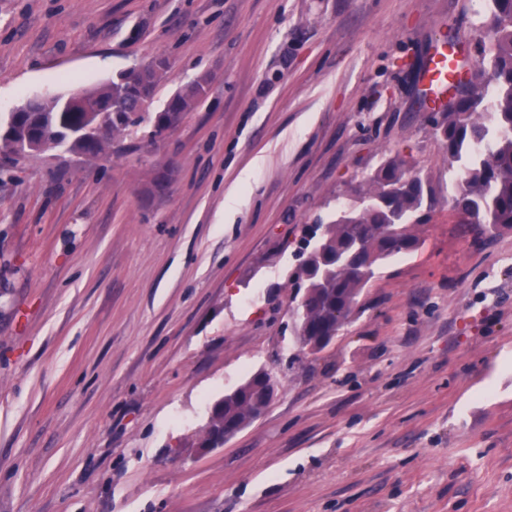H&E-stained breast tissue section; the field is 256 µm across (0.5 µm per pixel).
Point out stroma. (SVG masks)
Returning <instances> with one entry per match:
<instances>
[{
	"mask_svg": "<svg viewBox=\"0 0 512 512\" xmlns=\"http://www.w3.org/2000/svg\"><path fill=\"white\" fill-rule=\"evenodd\" d=\"M485 0H0V113L163 56L164 138L0 168V512H512V230L474 244L419 68ZM434 191L333 342L293 327L302 225L387 159ZM266 413L201 456L257 370Z\"/></svg>",
	"mask_w": 512,
	"mask_h": 512,
	"instance_id": "obj_1",
	"label": "stroma"
}]
</instances>
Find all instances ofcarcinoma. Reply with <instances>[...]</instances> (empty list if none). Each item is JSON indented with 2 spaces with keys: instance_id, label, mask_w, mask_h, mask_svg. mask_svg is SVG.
I'll use <instances>...</instances> for the list:
<instances>
[{
  "instance_id": "1",
  "label": "carcinoma",
  "mask_w": 512,
  "mask_h": 512,
  "mask_svg": "<svg viewBox=\"0 0 512 512\" xmlns=\"http://www.w3.org/2000/svg\"><path fill=\"white\" fill-rule=\"evenodd\" d=\"M483 27L491 35L480 49L478 73L464 83L448 110L438 113L448 162L457 167L453 211L470 231L489 227L512 230V0H488ZM168 67L152 61L132 68L78 99L57 96L29 112L0 120V160L11 164L42 138L83 159L107 153L112 139L130 127L147 124L153 140L164 137L186 112L202 102L208 78L202 77L170 96L159 112L148 111ZM367 204L349 205L326 225L321 237L306 239L292 274L304 293L297 305L295 335L302 346L334 336L354 311L375 269L392 257L417 248L411 218L432 199V189L407 160L394 156L367 180ZM259 382L240 399H224L213 425H248L265 407Z\"/></svg>"
}]
</instances>
